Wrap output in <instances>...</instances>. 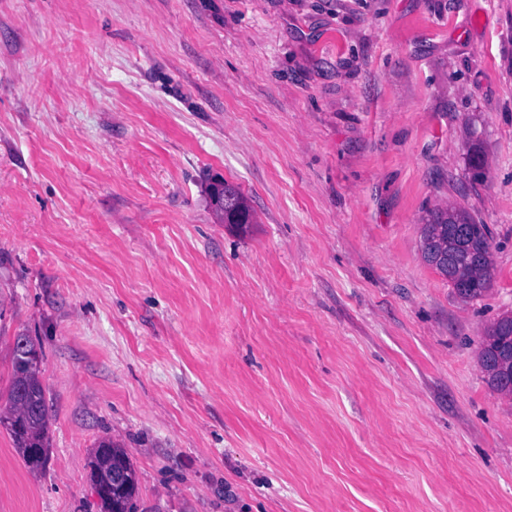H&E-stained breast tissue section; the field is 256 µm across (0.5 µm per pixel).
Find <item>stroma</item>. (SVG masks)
I'll return each mask as SVG.
<instances>
[{"label":"stroma","mask_w":512,"mask_h":512,"mask_svg":"<svg viewBox=\"0 0 512 512\" xmlns=\"http://www.w3.org/2000/svg\"><path fill=\"white\" fill-rule=\"evenodd\" d=\"M448 205L477 301L421 256ZM507 311L512 0H0V388L39 340L51 437L0 428V512H101L105 438L137 512H512ZM221 186V189L214 190L213 198L220 211L224 212V223L227 221L228 224L250 223V213L238 187L227 182H223ZM233 217L238 221L234 222ZM477 223L465 207H438L429 211L421 229L423 260L463 301L483 298L492 284L490 232ZM479 362L488 385L512 399V312L493 322L481 336ZM89 480L101 512H136L138 479L126 448L101 440L89 462Z\"/></svg>","instance_id":"obj_1"}]
</instances>
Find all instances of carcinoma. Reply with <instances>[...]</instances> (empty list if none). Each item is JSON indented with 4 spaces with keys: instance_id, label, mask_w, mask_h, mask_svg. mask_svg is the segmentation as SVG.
<instances>
[{
    "instance_id": "cac0c4a2",
    "label": "carcinoma",
    "mask_w": 512,
    "mask_h": 512,
    "mask_svg": "<svg viewBox=\"0 0 512 512\" xmlns=\"http://www.w3.org/2000/svg\"><path fill=\"white\" fill-rule=\"evenodd\" d=\"M213 198L224 212V221L250 223V213L240 190L227 183L214 190ZM492 243L486 225L479 224L461 206L429 211L421 229V255L454 288L464 301L479 300L492 284ZM12 348V372L6 390L0 392V427L12 439L24 465L42 469L50 448L49 412L41 380L43 351L38 340L17 336ZM479 362L488 385L512 399V312L493 322L481 337ZM89 480L102 512H136L138 479L126 449L102 440L89 462Z\"/></svg>"
}]
</instances>
